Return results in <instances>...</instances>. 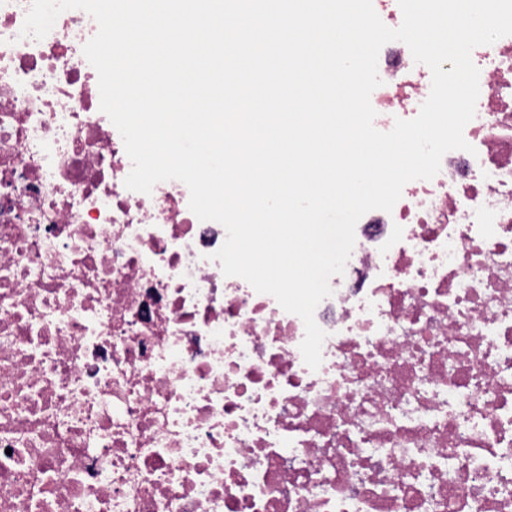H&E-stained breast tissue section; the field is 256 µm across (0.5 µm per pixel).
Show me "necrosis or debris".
<instances>
[{"label":"necrosis or debris","instance_id":"1","mask_svg":"<svg viewBox=\"0 0 512 512\" xmlns=\"http://www.w3.org/2000/svg\"><path fill=\"white\" fill-rule=\"evenodd\" d=\"M0 0V512H512V35L430 180L372 210L310 370L302 319L214 253L178 180L126 188L122 137L62 12ZM374 126L432 74L385 44Z\"/></svg>","mask_w":512,"mask_h":512}]
</instances>
